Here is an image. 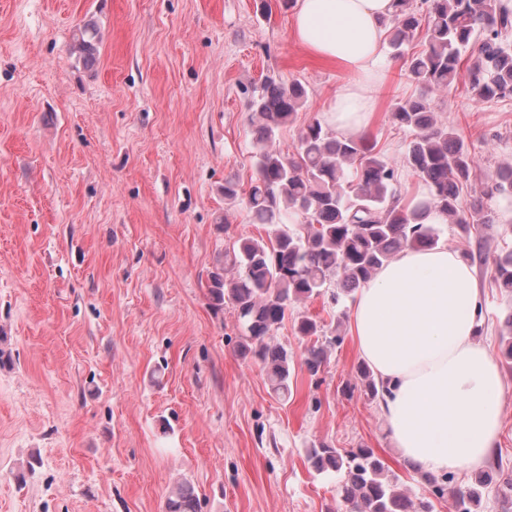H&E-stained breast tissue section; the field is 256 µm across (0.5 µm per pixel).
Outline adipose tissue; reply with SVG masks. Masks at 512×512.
Listing matches in <instances>:
<instances>
[{"mask_svg": "<svg viewBox=\"0 0 512 512\" xmlns=\"http://www.w3.org/2000/svg\"><path fill=\"white\" fill-rule=\"evenodd\" d=\"M395 12L396 0H295V41L350 75L327 110L341 135L370 127ZM480 306L470 262L441 245L404 250L351 303L356 350L384 386L379 413L398 452L423 471L476 468L496 452L505 384L476 338Z\"/></svg>", "mask_w": 512, "mask_h": 512, "instance_id": "obj_1", "label": "adipose tissue"}]
</instances>
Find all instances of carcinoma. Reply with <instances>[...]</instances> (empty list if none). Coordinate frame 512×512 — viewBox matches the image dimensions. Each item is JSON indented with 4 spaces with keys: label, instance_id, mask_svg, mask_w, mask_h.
Wrapping results in <instances>:
<instances>
[{
    "label": "carcinoma",
    "instance_id": "cac0c4a2",
    "mask_svg": "<svg viewBox=\"0 0 512 512\" xmlns=\"http://www.w3.org/2000/svg\"><path fill=\"white\" fill-rule=\"evenodd\" d=\"M422 49L408 59L411 77L426 90L446 92L458 80L464 59L465 89L478 101L512 98V0H398L389 21L388 46L396 57L419 30ZM98 32L86 25L74 49L84 61L98 54ZM307 91L298 81L265 80L251 101L255 176L245 196L238 184L224 181V198L241 199L252 221L267 226V239L243 238L224 253V263L210 273V295L217 308L231 301L243 332L239 352L257 358L272 391L286 397L293 376L287 349L272 343L273 332L300 301L341 293L369 281L376 271L407 248L438 245L440 229L424 223L436 211L469 236L472 225L497 223L495 212L479 199L463 207L462 192L471 185L475 156L457 130L438 121L426 98L397 103L394 125L413 132L402 164L427 187L412 205L402 203L396 168L373 152L359 136H338L320 120L300 131L293 150L277 144L279 130L304 105ZM512 197V164L496 169L486 196ZM494 281L512 293V251L495 258ZM234 272L228 280L226 270ZM298 333L325 336L324 326L308 316L296 318ZM333 336L307 349L305 364L317 373ZM306 459L319 473H341V498L348 512H433L431 502L410 498L397 479L368 448L343 451L320 442ZM483 482L456 493L457 512H473ZM166 512H201L193 486L178 482L166 500Z\"/></svg>",
    "mask_w": 512,
    "mask_h": 512
}]
</instances>
